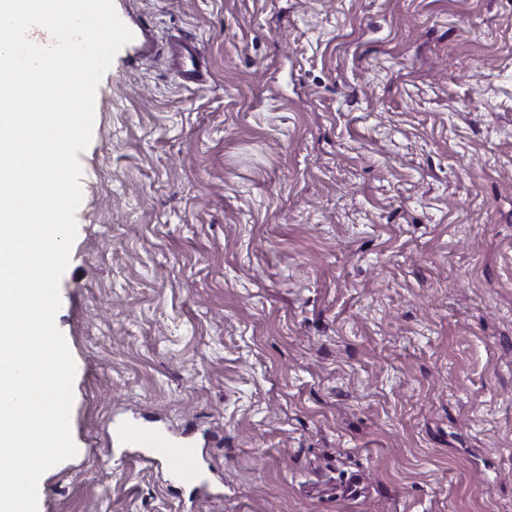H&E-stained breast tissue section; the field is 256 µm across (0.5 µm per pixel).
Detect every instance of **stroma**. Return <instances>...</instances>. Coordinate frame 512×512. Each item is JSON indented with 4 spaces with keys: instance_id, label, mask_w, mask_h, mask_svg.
Segmentation results:
<instances>
[{
    "instance_id": "obj_1",
    "label": "stroma",
    "mask_w": 512,
    "mask_h": 512,
    "mask_svg": "<svg viewBox=\"0 0 512 512\" xmlns=\"http://www.w3.org/2000/svg\"><path fill=\"white\" fill-rule=\"evenodd\" d=\"M113 3L38 512H512V0ZM167 54L178 76L187 83L202 84L205 81L199 48L195 41L181 34L171 35L166 41ZM112 441L122 447L139 448L138 457L158 464L173 463L170 480L198 488L206 484L193 444L168 428L148 424L134 416L113 429Z\"/></svg>"
}]
</instances>
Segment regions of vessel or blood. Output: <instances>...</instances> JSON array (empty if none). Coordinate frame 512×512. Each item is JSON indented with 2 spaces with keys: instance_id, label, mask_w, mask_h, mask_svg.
I'll return each mask as SVG.
<instances>
[{
  "instance_id": "1",
  "label": "vessel or blood",
  "mask_w": 512,
  "mask_h": 512,
  "mask_svg": "<svg viewBox=\"0 0 512 512\" xmlns=\"http://www.w3.org/2000/svg\"><path fill=\"white\" fill-rule=\"evenodd\" d=\"M166 45L178 76L187 83H203L205 75L197 43L178 34L170 36ZM112 440L119 446L138 449L142 460L154 464L171 462V481L194 487L206 483V475L193 444L170 429L148 424L134 416L114 428Z\"/></svg>"
}]
</instances>
